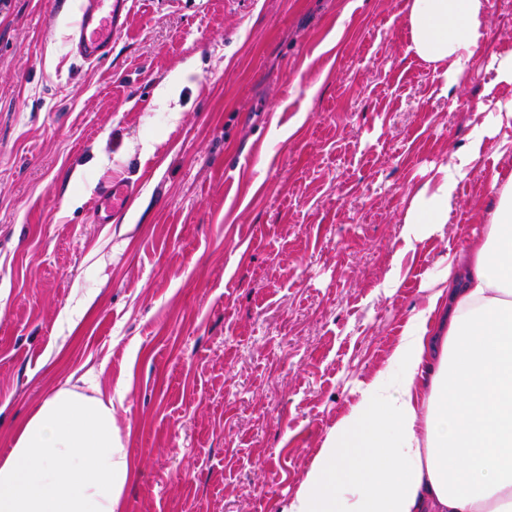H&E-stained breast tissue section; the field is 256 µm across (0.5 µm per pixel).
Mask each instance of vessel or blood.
Returning <instances> with one entry per match:
<instances>
[{
  "label": "vessel or blood",
  "instance_id": "b4317fda",
  "mask_svg": "<svg viewBox=\"0 0 512 512\" xmlns=\"http://www.w3.org/2000/svg\"><path fill=\"white\" fill-rule=\"evenodd\" d=\"M130 7L131 0H81L79 19L71 35L75 56L90 64L106 58L114 38L125 27ZM130 196L128 186L107 187L96 204L99 222L108 223L121 213Z\"/></svg>",
  "mask_w": 512,
  "mask_h": 512
}]
</instances>
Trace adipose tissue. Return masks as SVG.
<instances>
[{
    "label": "adipose tissue",
    "instance_id": "1",
    "mask_svg": "<svg viewBox=\"0 0 512 512\" xmlns=\"http://www.w3.org/2000/svg\"><path fill=\"white\" fill-rule=\"evenodd\" d=\"M490 0H408L411 48L458 86ZM512 129V101L486 112L435 182L411 196L404 239L441 232L460 184ZM466 253L429 277L386 365L361 383L284 512H512V174ZM116 399L63 387L0 455V512H122L130 464Z\"/></svg>",
    "mask_w": 512,
    "mask_h": 512
}]
</instances>
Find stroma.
Listing matches in <instances>:
<instances>
[{
	"mask_svg": "<svg viewBox=\"0 0 512 512\" xmlns=\"http://www.w3.org/2000/svg\"><path fill=\"white\" fill-rule=\"evenodd\" d=\"M406 2L133 0L88 64L79 0H0V452L91 370L122 398L123 512H282L512 172L489 146L442 234L406 251L412 192L512 99L493 83L512 0L448 94ZM114 180L134 194L97 223Z\"/></svg>",
	"mask_w": 512,
	"mask_h": 512,
	"instance_id": "35a3bbf8",
	"label": "stroma"
}]
</instances>
